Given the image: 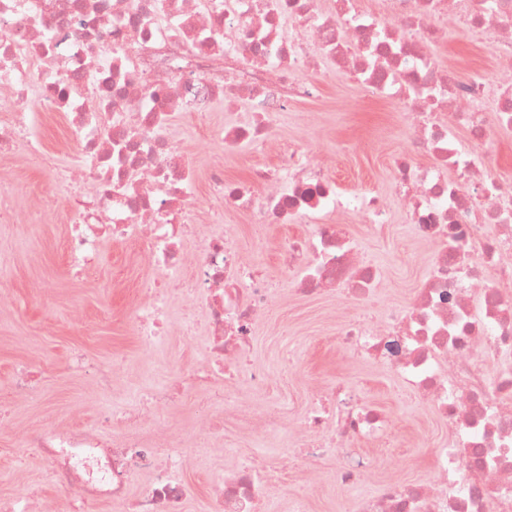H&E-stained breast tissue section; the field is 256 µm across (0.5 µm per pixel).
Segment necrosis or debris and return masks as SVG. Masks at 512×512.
I'll use <instances>...</instances> for the list:
<instances>
[{
  "label": "necrosis or debris",
  "instance_id": "obj_1",
  "mask_svg": "<svg viewBox=\"0 0 512 512\" xmlns=\"http://www.w3.org/2000/svg\"><path fill=\"white\" fill-rule=\"evenodd\" d=\"M379 2L371 12L363 0H0V157L47 156L30 134L34 115L65 119L78 147L73 173H46L74 205L72 269L91 270L106 238L143 247L155 276L141 290L134 328L151 347L169 334V277L190 266L209 336L189 379L214 387L237 379L277 286L223 232L188 252L195 203L172 121L205 115L220 95L242 118L214 139L228 149L270 146L281 112L316 94L309 76L318 71L399 105L410 148L393 162L392 187L415 236L435 252L409 307L380 325L346 323L340 342L417 391L447 421L453 444L432 453L435 482L390 483L359 497L354 512H512V169L493 164L488 150L512 130V83L462 76L430 51L451 16L464 34L490 38L499 63L512 67V0ZM209 196L260 226L311 225L285 244L281 286L368 304L379 269L323 218L348 212L375 227L390 223L377 190H341L295 145L243 181L213 168ZM327 399L305 426L329 436L336 478L352 486L373 465L359 442L382 441L389 423L351 386L330 387ZM29 449L72 489L58 512H94L100 500L119 512H183L189 495L181 473L192 450L178 438L32 430L12 454ZM269 489L256 456H244L214 481L207 512H260Z\"/></svg>",
  "mask_w": 512,
  "mask_h": 512
}]
</instances>
